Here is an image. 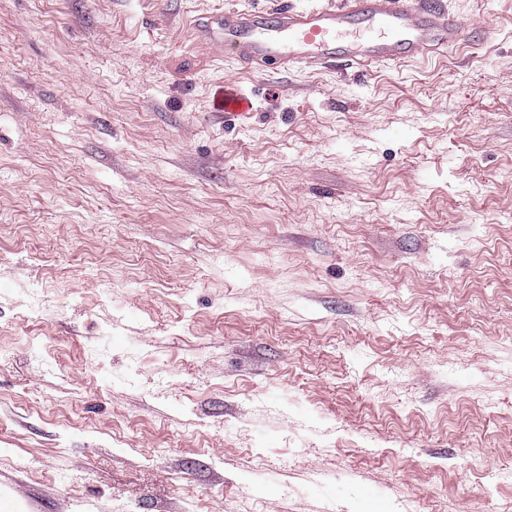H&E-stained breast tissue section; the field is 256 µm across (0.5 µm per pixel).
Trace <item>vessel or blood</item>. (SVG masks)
Wrapping results in <instances>:
<instances>
[{
	"instance_id": "obj_1",
	"label": "vessel or blood",
	"mask_w": 512,
	"mask_h": 512,
	"mask_svg": "<svg viewBox=\"0 0 512 512\" xmlns=\"http://www.w3.org/2000/svg\"><path fill=\"white\" fill-rule=\"evenodd\" d=\"M463 33L440 0H343L309 10L279 0L265 11H224L205 26L207 40L262 70L339 62L367 69L446 52Z\"/></svg>"
}]
</instances>
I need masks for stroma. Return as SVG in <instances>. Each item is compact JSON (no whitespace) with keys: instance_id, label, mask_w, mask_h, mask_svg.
<instances>
[{"instance_id":"obj_1","label":"stroma","mask_w":512,"mask_h":512,"mask_svg":"<svg viewBox=\"0 0 512 512\" xmlns=\"http://www.w3.org/2000/svg\"><path fill=\"white\" fill-rule=\"evenodd\" d=\"M270 2L0 0L9 512L512 503V0L363 73L194 28Z\"/></svg>"}]
</instances>
